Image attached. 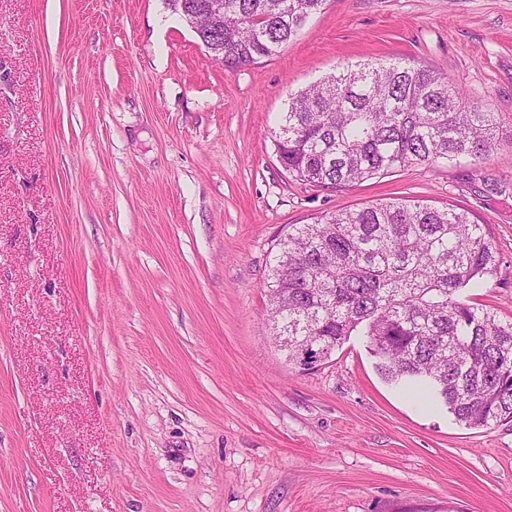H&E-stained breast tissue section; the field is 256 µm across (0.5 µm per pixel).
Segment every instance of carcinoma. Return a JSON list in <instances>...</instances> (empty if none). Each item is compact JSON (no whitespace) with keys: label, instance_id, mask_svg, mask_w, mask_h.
<instances>
[{"label":"carcinoma","instance_id":"cac0c4a2","mask_svg":"<svg viewBox=\"0 0 512 512\" xmlns=\"http://www.w3.org/2000/svg\"><path fill=\"white\" fill-rule=\"evenodd\" d=\"M208 2L166 0L178 15ZM323 2L224 0L208 52L228 71L272 56ZM496 127V113L433 70L364 63L289 95L275 146L294 177L342 189L412 164H481L502 151ZM498 263L483 225L453 208L386 202L320 215L277 244L274 336L295 366L364 336L386 382L431 395L469 428L512 423V321L458 299Z\"/></svg>","mask_w":512,"mask_h":512}]
</instances>
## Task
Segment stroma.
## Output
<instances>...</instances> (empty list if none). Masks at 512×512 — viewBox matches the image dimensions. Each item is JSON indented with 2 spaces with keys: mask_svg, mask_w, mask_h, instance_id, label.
Returning <instances> with one entry per match:
<instances>
[{
  "mask_svg": "<svg viewBox=\"0 0 512 512\" xmlns=\"http://www.w3.org/2000/svg\"><path fill=\"white\" fill-rule=\"evenodd\" d=\"M164 0H0V512H512V426L385 382L365 337L289 365L267 276L294 224L389 202L485 225L466 300L512 320V158L336 190L276 117L349 64L442 73L512 144V0H325L225 71Z\"/></svg>",
  "mask_w": 512,
  "mask_h": 512,
  "instance_id": "obj_1",
  "label": "stroma"
}]
</instances>
